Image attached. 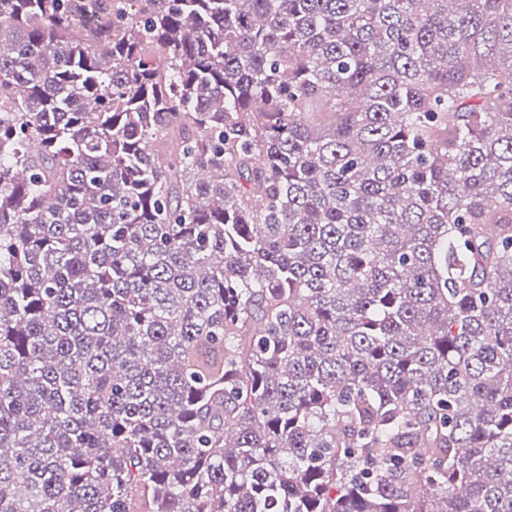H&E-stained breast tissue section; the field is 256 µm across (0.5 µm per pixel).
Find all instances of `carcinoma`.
I'll list each match as a JSON object with an SVG mask.
<instances>
[{"label":"carcinoma","mask_w":512,"mask_h":512,"mask_svg":"<svg viewBox=\"0 0 512 512\" xmlns=\"http://www.w3.org/2000/svg\"><path fill=\"white\" fill-rule=\"evenodd\" d=\"M0 512H512V0H0Z\"/></svg>","instance_id":"cac0c4a2"}]
</instances>
